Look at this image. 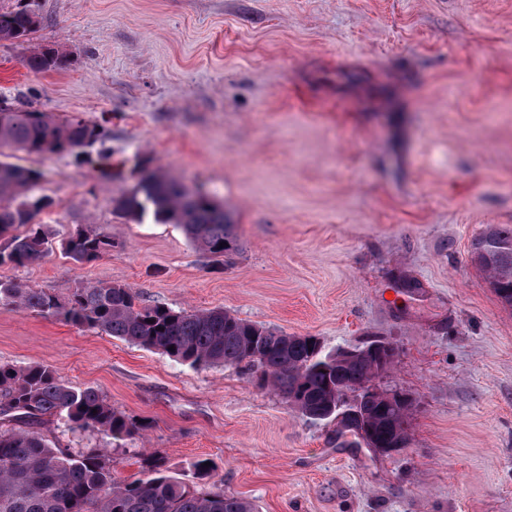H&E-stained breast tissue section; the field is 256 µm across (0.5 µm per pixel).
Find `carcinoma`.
I'll return each instance as SVG.
<instances>
[{
  "label": "carcinoma",
  "instance_id": "carcinoma-1",
  "mask_svg": "<svg viewBox=\"0 0 512 512\" xmlns=\"http://www.w3.org/2000/svg\"><path fill=\"white\" fill-rule=\"evenodd\" d=\"M38 24L26 9L0 7V41L25 42ZM66 63L64 52L48 46L32 47L26 58L27 67L36 73ZM108 138L102 125L0 107V157L6 149L78 157L82 148ZM38 179L34 170L0 161V265L25 266L50 251L44 225L33 222L49 202L31 198L16 203ZM113 202L131 217L150 216L158 224L179 226L195 246L215 258L236 249L233 218L224 205L189 190L160 168ZM19 226L26 231L14 233ZM60 251L84 265L112 251V238L79 229L60 241ZM471 260L501 302L512 307V228L490 226L473 244ZM0 308L35 311L196 369H241L318 420L336 418V396L346 389L355 394L362 421L349 420L336 430L341 446L363 445L364 425L380 439L399 440L393 424L405 415L376 395L359 392L376 376L374 360L359 355L338 362L322 351L315 336L288 335L222 309L141 305L132 289L108 283H88L62 300L33 285L0 281ZM52 419L63 434H100L114 441H132L146 429L112 408L98 389L72 387L48 366L0 364V512H257L252 502L226 495L222 488L199 492L186 479L163 473L160 464L148 458L141 477L120 479L107 449L64 447L48 439L44 426Z\"/></svg>",
  "mask_w": 512,
  "mask_h": 512
}]
</instances>
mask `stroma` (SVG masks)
I'll list each match as a JSON object with an SVG mask.
<instances>
[{
    "label": "stroma",
    "mask_w": 512,
    "mask_h": 512,
    "mask_svg": "<svg viewBox=\"0 0 512 512\" xmlns=\"http://www.w3.org/2000/svg\"><path fill=\"white\" fill-rule=\"evenodd\" d=\"M34 12L30 42H0V104L104 125L97 150L17 153L37 170L36 217L57 237L91 226L110 253L53 251L0 280L67 298L83 284L141 303L227 310L325 351L380 339L381 388L408 395L410 443L340 448L241 370H196L101 333L0 308V363L46 365L146 424L112 443L140 476L210 464L201 487L258 512H512V307L470 261L512 225V0H0ZM69 63L34 73L29 43ZM162 168L232 214L215 260L182 230L137 221L114 198ZM417 283L411 293L399 278Z\"/></svg>",
    "instance_id": "1"
}]
</instances>
